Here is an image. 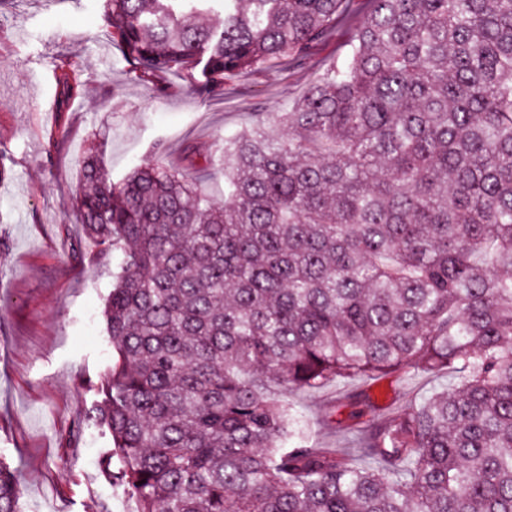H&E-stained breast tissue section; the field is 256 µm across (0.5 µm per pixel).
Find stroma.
Returning a JSON list of instances; mask_svg holds the SVG:
<instances>
[{
  "mask_svg": "<svg viewBox=\"0 0 512 512\" xmlns=\"http://www.w3.org/2000/svg\"><path fill=\"white\" fill-rule=\"evenodd\" d=\"M103 0H10L0 10V457L25 481L24 512H133L102 473L108 431L88 415L113 359L103 311L112 261L101 258L71 201L90 147L113 180L147 162L155 142L183 169L189 150L220 158L226 134L292 109L342 59L352 21L292 66H262L227 83L208 103L186 79L166 93L132 80L100 16ZM69 59L84 87L56 109L54 65ZM452 372L390 374L374 383L335 381L294 395L311 444L353 453L343 427L370 405L387 414L457 383Z\"/></svg>",
  "mask_w": 512,
  "mask_h": 512,
  "instance_id": "obj_1",
  "label": "stroma"
}]
</instances>
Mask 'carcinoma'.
I'll use <instances>...</instances> for the list:
<instances>
[{
	"label": "carcinoma",
	"mask_w": 512,
	"mask_h": 512,
	"mask_svg": "<svg viewBox=\"0 0 512 512\" xmlns=\"http://www.w3.org/2000/svg\"><path fill=\"white\" fill-rule=\"evenodd\" d=\"M351 0H105L132 79L203 99L299 62ZM353 43L289 112L213 166L113 182L89 149L73 200L100 254L117 360L89 419L134 512H512V0H368ZM59 105L79 96L68 60ZM288 127V133L280 125ZM459 368L461 385L313 448L282 399ZM23 476L0 461V512Z\"/></svg>",
	"instance_id": "1"
}]
</instances>
